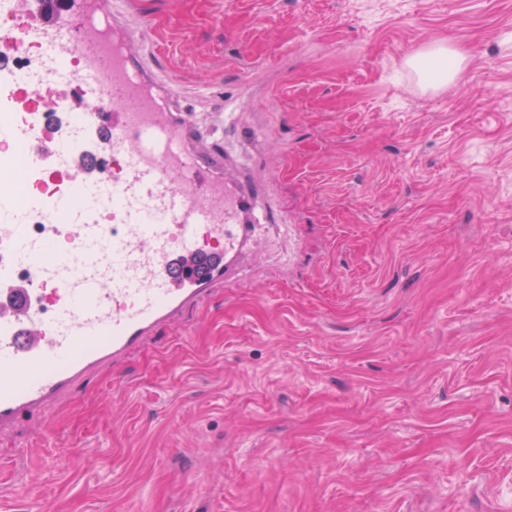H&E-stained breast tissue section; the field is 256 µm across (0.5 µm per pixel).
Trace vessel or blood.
Masks as SVG:
<instances>
[{"label": "vessel or blood", "mask_w": 512, "mask_h": 512, "mask_svg": "<svg viewBox=\"0 0 512 512\" xmlns=\"http://www.w3.org/2000/svg\"><path fill=\"white\" fill-rule=\"evenodd\" d=\"M21 13L0 0V140L13 145L0 152L1 435L222 288L257 193L225 189L223 156L199 149L190 114L159 93L146 20L118 0H68L47 24ZM18 41L42 46L38 75L13 58ZM74 84L80 96L36 108L21 98ZM71 140L86 178L43 192ZM105 202L108 227L95 221ZM60 222L79 225V255L57 249Z\"/></svg>", "instance_id": "obj_1"}]
</instances>
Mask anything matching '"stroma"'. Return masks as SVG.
I'll return each instance as SVG.
<instances>
[{
    "mask_svg": "<svg viewBox=\"0 0 512 512\" xmlns=\"http://www.w3.org/2000/svg\"><path fill=\"white\" fill-rule=\"evenodd\" d=\"M125 9L269 220L16 426L0 512H512V0ZM439 43L435 89L408 60Z\"/></svg>",
    "mask_w": 512,
    "mask_h": 512,
    "instance_id": "35a3bbf8",
    "label": "stroma"
}]
</instances>
